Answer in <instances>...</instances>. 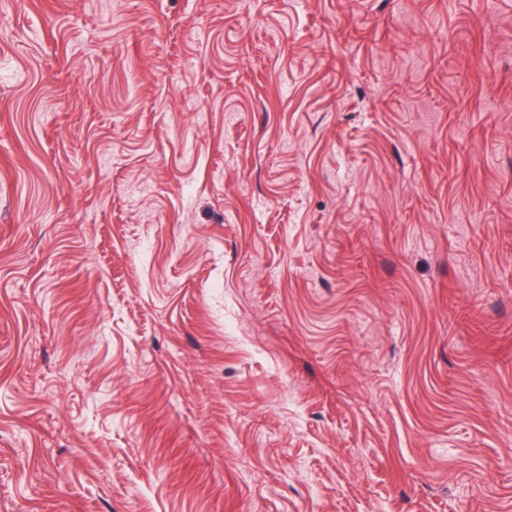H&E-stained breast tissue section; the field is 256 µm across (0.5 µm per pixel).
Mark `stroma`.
Instances as JSON below:
<instances>
[{"label":"stroma","instance_id":"obj_1","mask_svg":"<svg viewBox=\"0 0 512 512\" xmlns=\"http://www.w3.org/2000/svg\"><path fill=\"white\" fill-rule=\"evenodd\" d=\"M0 512H512V0H0Z\"/></svg>","mask_w":512,"mask_h":512}]
</instances>
